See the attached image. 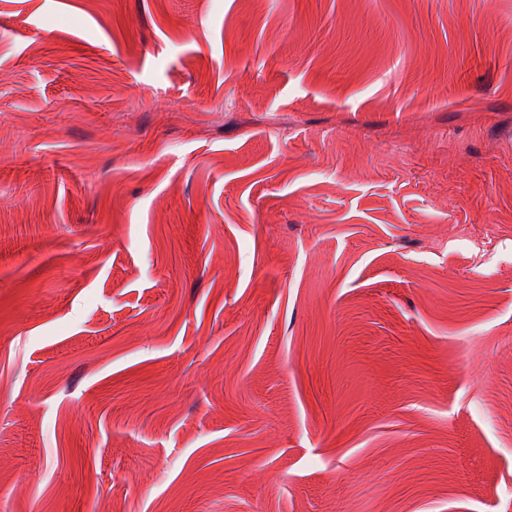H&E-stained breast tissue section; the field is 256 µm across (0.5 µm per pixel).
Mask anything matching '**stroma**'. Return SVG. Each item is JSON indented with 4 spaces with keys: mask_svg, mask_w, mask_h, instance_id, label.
Instances as JSON below:
<instances>
[{
    "mask_svg": "<svg viewBox=\"0 0 512 512\" xmlns=\"http://www.w3.org/2000/svg\"><path fill=\"white\" fill-rule=\"evenodd\" d=\"M0 512H512V0H0Z\"/></svg>",
    "mask_w": 512,
    "mask_h": 512,
    "instance_id": "obj_1",
    "label": "stroma"
}]
</instances>
